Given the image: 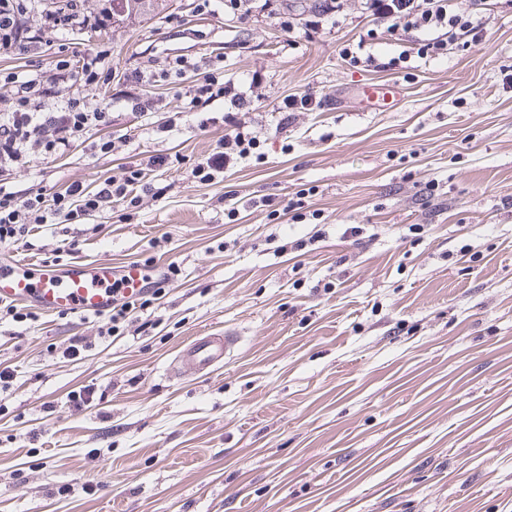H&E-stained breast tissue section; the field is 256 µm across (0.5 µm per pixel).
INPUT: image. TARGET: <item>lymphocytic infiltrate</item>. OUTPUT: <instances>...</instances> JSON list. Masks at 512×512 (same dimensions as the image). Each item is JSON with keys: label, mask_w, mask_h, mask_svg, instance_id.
I'll return each instance as SVG.
<instances>
[{"label": "lymphocytic infiltrate", "mask_w": 512, "mask_h": 512, "mask_svg": "<svg viewBox=\"0 0 512 512\" xmlns=\"http://www.w3.org/2000/svg\"><path fill=\"white\" fill-rule=\"evenodd\" d=\"M28 0H0V55H18L29 50L23 24ZM370 11L378 18L390 20L393 26L430 30L444 27L449 33L465 31L479 34L468 10L456 0H367ZM111 22L108 10L92 14L81 7V0H68L64 7L47 13L44 26L61 39H69L75 28L107 27ZM104 51L92 48L85 52L81 68H74L69 56L58 55L55 80L62 90L60 99L46 103L36 79L14 72L0 74V80L13 87V99L7 110L0 113V177L12 175L29 164L42 163L66 152L91 128L109 124L110 114L91 107L84 95L86 89L105 81L109 73L104 65ZM197 97L210 101L230 98L236 112L229 121L232 134L220 143L218 151L191 170V176L201 182L213 179L232 161L250 157L259 142L247 128L245 120L250 110L247 92H230L218 77L204 75L196 90ZM169 158L154 154L139 164L123 168L121 175L101 181L96 190L72 183L64 191L36 194L20 199L0 185V244L19 248L29 247V237L38 224L75 223L86 215L124 202L137 204L143 193L149 192L148 172L168 165ZM165 294L164 288H149L134 298L113 299L107 314L109 334L120 335L126 322L136 318Z\"/></svg>", "instance_id": "1"}]
</instances>
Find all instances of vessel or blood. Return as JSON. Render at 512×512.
Segmentation results:
<instances>
[{
	"instance_id": "1",
	"label": "vessel or blood",
	"mask_w": 512,
	"mask_h": 512,
	"mask_svg": "<svg viewBox=\"0 0 512 512\" xmlns=\"http://www.w3.org/2000/svg\"><path fill=\"white\" fill-rule=\"evenodd\" d=\"M143 270L130 263L113 271L105 263H76L58 272L30 261L15 262L12 270L0 271V302H29L46 312L101 315L112 307V284L120 282L124 294L141 292ZM238 339L231 334L210 333L185 344L172 363L173 372L190 369L211 372L233 353Z\"/></svg>"
}]
</instances>
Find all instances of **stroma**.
I'll return each mask as SVG.
<instances>
[{
  "label": "stroma",
  "instance_id": "1",
  "mask_svg": "<svg viewBox=\"0 0 512 512\" xmlns=\"http://www.w3.org/2000/svg\"><path fill=\"white\" fill-rule=\"evenodd\" d=\"M364 2L315 26L324 0L212 12L158 0L62 47L41 24L62 0H31L32 49L0 70L38 77L53 99L57 50H106L110 76L88 100L111 122L8 188H92L150 154L175 161L133 212L37 228L33 249L0 244V260L178 274L118 337L72 313L0 322V367L14 373L0 393V512H512V0H478L480 38L458 33L438 58L418 48L445 29L381 40ZM362 39L369 67L343 54ZM175 59L186 66L169 79L131 84ZM207 72L252 89L263 158L202 183L191 169L232 109L189 101ZM362 84L401 99L364 108ZM306 95L318 107L277 130L281 100ZM309 187L313 214L295 222L286 205ZM316 232L315 250L291 249ZM226 330L241 342L223 367L172 374L184 344ZM76 342L85 351L65 355ZM86 385L93 401L73 408Z\"/></svg>",
  "mask_w": 512,
  "mask_h": 512
}]
</instances>
